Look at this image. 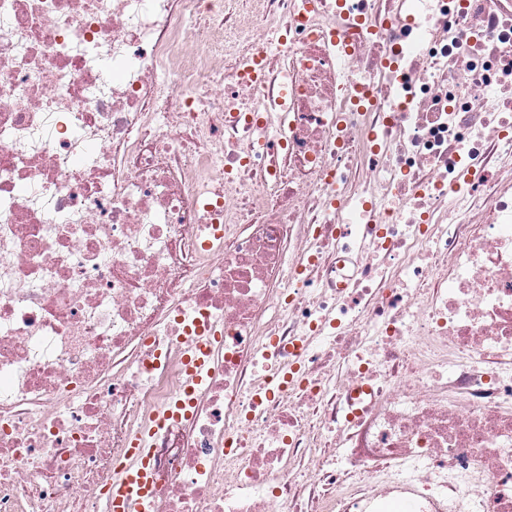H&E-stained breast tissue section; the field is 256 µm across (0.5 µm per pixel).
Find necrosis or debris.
Wrapping results in <instances>:
<instances>
[{
    "label": "necrosis or debris",
    "instance_id": "1",
    "mask_svg": "<svg viewBox=\"0 0 512 512\" xmlns=\"http://www.w3.org/2000/svg\"><path fill=\"white\" fill-rule=\"evenodd\" d=\"M139 437L150 512H512V0H0V512ZM210 336H195L187 347L184 357V372L190 383L200 384L208 372L207 345Z\"/></svg>",
    "mask_w": 512,
    "mask_h": 512
}]
</instances>
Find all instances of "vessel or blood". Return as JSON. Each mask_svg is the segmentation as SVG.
<instances>
[{
    "mask_svg": "<svg viewBox=\"0 0 512 512\" xmlns=\"http://www.w3.org/2000/svg\"><path fill=\"white\" fill-rule=\"evenodd\" d=\"M208 343V337H194L185 351L184 372L192 384H200L208 372ZM130 454L136 464L131 468H119L106 494V512H147L152 501L151 452L144 448L142 439L138 438L134 440Z\"/></svg>",
    "mask_w": 512,
    "mask_h": 512,
    "instance_id": "b4317fda",
    "label": "vessel or blood"
}]
</instances>
